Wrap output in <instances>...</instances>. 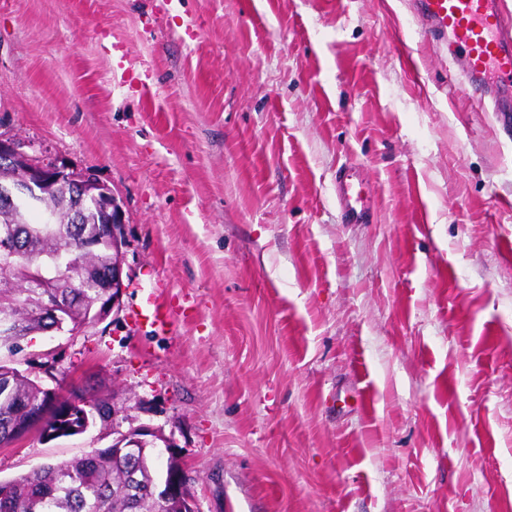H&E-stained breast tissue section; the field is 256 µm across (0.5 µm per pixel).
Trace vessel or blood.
<instances>
[{
    "mask_svg": "<svg viewBox=\"0 0 512 512\" xmlns=\"http://www.w3.org/2000/svg\"><path fill=\"white\" fill-rule=\"evenodd\" d=\"M504 0H415L420 27L427 35L450 38L462 57L465 92L477 106L512 95V13ZM353 173L344 170L336 178V199L348 223L363 221L366 208L352 192ZM135 322L150 332L169 331L167 309L154 305L134 312Z\"/></svg>",
    "mask_w": 512,
    "mask_h": 512,
    "instance_id": "obj_1",
    "label": "vessel or blood"
}]
</instances>
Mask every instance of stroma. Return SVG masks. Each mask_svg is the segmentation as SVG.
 <instances>
[{
    "label": "stroma",
    "mask_w": 512,
    "mask_h": 512,
    "mask_svg": "<svg viewBox=\"0 0 512 512\" xmlns=\"http://www.w3.org/2000/svg\"><path fill=\"white\" fill-rule=\"evenodd\" d=\"M459 73L411 0H0V134L112 187L130 278L0 347L116 411L0 480L147 425L198 512H512V101ZM353 172L342 170L336 178V199L345 213V218L350 224L363 221L366 215V207L361 196H354ZM133 318L149 332L164 334L170 330L171 317L167 309L161 305H154L152 309L133 311Z\"/></svg>",
    "instance_id": "1"
}]
</instances>
